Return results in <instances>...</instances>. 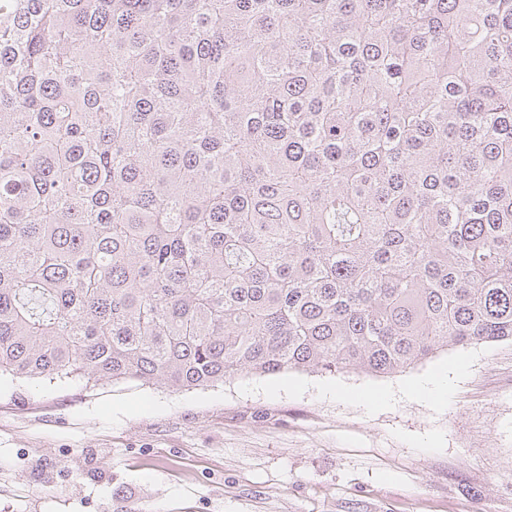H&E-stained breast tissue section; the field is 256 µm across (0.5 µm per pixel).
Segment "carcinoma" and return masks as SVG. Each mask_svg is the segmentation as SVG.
Wrapping results in <instances>:
<instances>
[{"instance_id":"carcinoma-1","label":"carcinoma","mask_w":512,"mask_h":512,"mask_svg":"<svg viewBox=\"0 0 512 512\" xmlns=\"http://www.w3.org/2000/svg\"><path fill=\"white\" fill-rule=\"evenodd\" d=\"M512 342V0H0V371L189 390Z\"/></svg>"}]
</instances>
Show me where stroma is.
I'll return each mask as SVG.
<instances>
[{"instance_id":"1","label":"stroma","mask_w":512,"mask_h":512,"mask_svg":"<svg viewBox=\"0 0 512 512\" xmlns=\"http://www.w3.org/2000/svg\"><path fill=\"white\" fill-rule=\"evenodd\" d=\"M443 367L447 405L409 393ZM116 495L132 512H512V343L190 390L1 372L0 512H104Z\"/></svg>"}]
</instances>
